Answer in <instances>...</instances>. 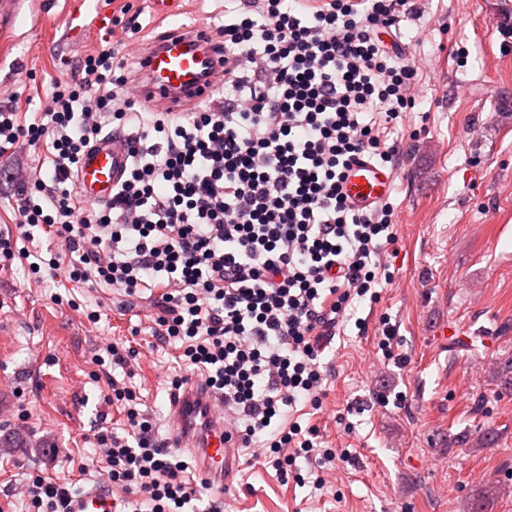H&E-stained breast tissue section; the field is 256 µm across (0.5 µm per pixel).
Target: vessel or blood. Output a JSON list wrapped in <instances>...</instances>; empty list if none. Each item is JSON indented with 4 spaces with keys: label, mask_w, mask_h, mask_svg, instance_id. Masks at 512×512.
Wrapping results in <instances>:
<instances>
[{
    "label": "vessel or blood",
    "mask_w": 512,
    "mask_h": 512,
    "mask_svg": "<svg viewBox=\"0 0 512 512\" xmlns=\"http://www.w3.org/2000/svg\"><path fill=\"white\" fill-rule=\"evenodd\" d=\"M91 2L80 0L70 14V29H108L106 15L93 10ZM222 74V58L214 50L209 27L203 23L182 26L163 33L142 52L137 93L150 107L184 112L208 97ZM126 166V150L111 138L94 144L85 152L76 173V188L82 200L89 204L109 200ZM393 179L391 169L361 158L351 164L343 190L355 205L370 207L386 198ZM171 417L179 447L193 451L205 483L224 488L237 463L238 442L224 428L223 396L199 383H188L172 399ZM70 512H116V501L92 488L72 497Z\"/></svg>",
    "instance_id": "obj_1"
}]
</instances>
